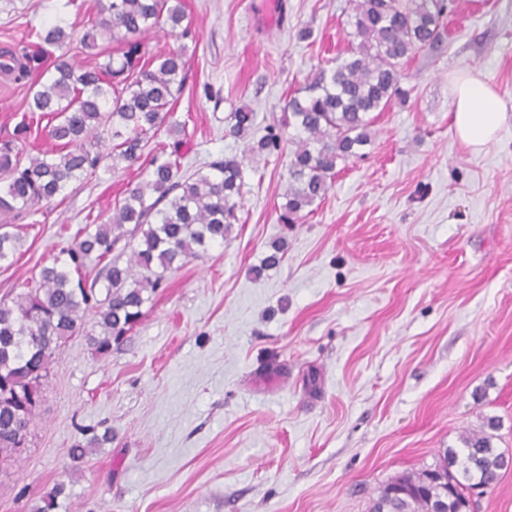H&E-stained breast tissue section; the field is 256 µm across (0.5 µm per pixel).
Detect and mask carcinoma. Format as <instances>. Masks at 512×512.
Returning a JSON list of instances; mask_svg holds the SVG:
<instances>
[{
  "label": "carcinoma",
  "mask_w": 512,
  "mask_h": 512,
  "mask_svg": "<svg viewBox=\"0 0 512 512\" xmlns=\"http://www.w3.org/2000/svg\"><path fill=\"white\" fill-rule=\"evenodd\" d=\"M79 40V64L71 36L60 25L29 33L22 57L0 63L29 85L27 109L10 135L0 139V263L21 247L14 222L38 212L66 187L99 171L143 168L147 178L127 185L122 203L105 223L87 224L74 242L40 268L25 291L0 298V466L15 462L28 438L42 387L61 348L80 332L88 312L100 332L90 335L95 354L112 352L138 322L142 307L162 287L165 272L229 240L239 223L245 187L242 161L217 158L208 172L182 171L180 148L188 142L186 122L171 121L187 61L182 51L148 55L142 36L167 26L192 35L183 0H110ZM349 56L321 67L291 95L281 116L248 145L254 156L288 152V189L280 220L293 224L322 199L338 163L362 156L370 142L373 112H382L410 90L402 87L407 60L443 41L442 18L450 0H348ZM118 41L115 54L99 41ZM50 119L53 147L36 149L35 117ZM256 114L241 107L224 117L229 133L244 138ZM173 139L148 148L160 133ZM37 154H32V151ZM130 252L126 262L121 256ZM102 264L93 279L87 262ZM500 422L485 420L462 438L463 448H446L434 464L380 485L368 512H433L432 499L448 512H469L472 487L493 489L508 469L505 453L493 446ZM93 436L71 449L74 459L106 442ZM65 486L43 492L36 512H55Z\"/></svg>",
  "instance_id": "carcinoma-1"
}]
</instances>
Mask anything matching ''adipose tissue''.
Here are the masks:
<instances>
[{
  "label": "adipose tissue",
  "instance_id": "obj_1",
  "mask_svg": "<svg viewBox=\"0 0 512 512\" xmlns=\"http://www.w3.org/2000/svg\"><path fill=\"white\" fill-rule=\"evenodd\" d=\"M453 123L462 142L482 150L493 141L505 118L502 101L482 72L466 71L451 81Z\"/></svg>",
  "mask_w": 512,
  "mask_h": 512
}]
</instances>
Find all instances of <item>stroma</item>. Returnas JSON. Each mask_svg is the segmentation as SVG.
Instances as JSON below:
<instances>
[{"mask_svg": "<svg viewBox=\"0 0 512 512\" xmlns=\"http://www.w3.org/2000/svg\"><path fill=\"white\" fill-rule=\"evenodd\" d=\"M194 38L155 29L149 51L188 61L173 118L182 165L242 159L230 241L165 282L108 356L87 316L56 356L29 444L0 469V512H367L380 484L433 464L485 418L512 453V0H452L442 44L403 67L405 102L376 113L364 155L293 226L278 221L286 158L246 152L228 112L286 98L348 46L347 0H184ZM98 0H0V52L58 23L80 39ZM313 31L310 40L298 29ZM484 73L503 101L496 140L475 152L453 124L450 79ZM137 171L73 182L19 220L0 297L51 264L87 217L104 222ZM284 242L278 265L265 266ZM316 373V391L303 379ZM110 443L81 461L91 428Z\"/></svg>", "mask_w": 512, "mask_h": 512, "instance_id": "35a3bbf8", "label": "stroma"}]
</instances>
